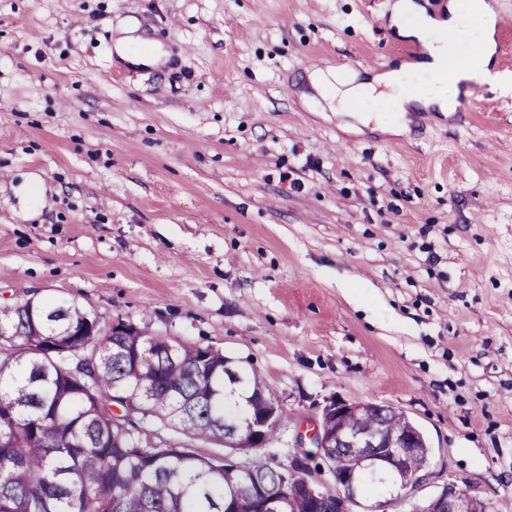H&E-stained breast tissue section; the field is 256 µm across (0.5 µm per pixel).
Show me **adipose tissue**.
Segmentation results:
<instances>
[{"mask_svg": "<svg viewBox=\"0 0 512 512\" xmlns=\"http://www.w3.org/2000/svg\"><path fill=\"white\" fill-rule=\"evenodd\" d=\"M462 15L457 5L452 4L448 7L447 19L437 21L425 16L417 26L408 30L409 35L423 42L427 51L425 59L417 63V70L433 79L432 85L420 96L419 101L425 105H438L444 111L453 109L460 82L491 77L488 68L490 45L484 40L476 42L464 65L454 69L448 66L449 59L455 53L454 38L461 33ZM404 75V68H390L369 82L342 83L335 94L337 111L351 112L356 103L378 98L391 99L397 111H405L410 100L397 93Z\"/></svg>", "mask_w": 512, "mask_h": 512, "instance_id": "obj_1", "label": "adipose tissue"}]
</instances>
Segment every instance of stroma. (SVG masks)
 <instances>
[{"instance_id": "1", "label": "stroma", "mask_w": 512, "mask_h": 512, "mask_svg": "<svg viewBox=\"0 0 512 512\" xmlns=\"http://www.w3.org/2000/svg\"><path fill=\"white\" fill-rule=\"evenodd\" d=\"M395 2L0 0V306L221 350L275 391L279 462L330 399L403 412L426 467L352 512L451 482L512 512V86L363 125L309 80L403 64L452 0Z\"/></svg>"}]
</instances>
